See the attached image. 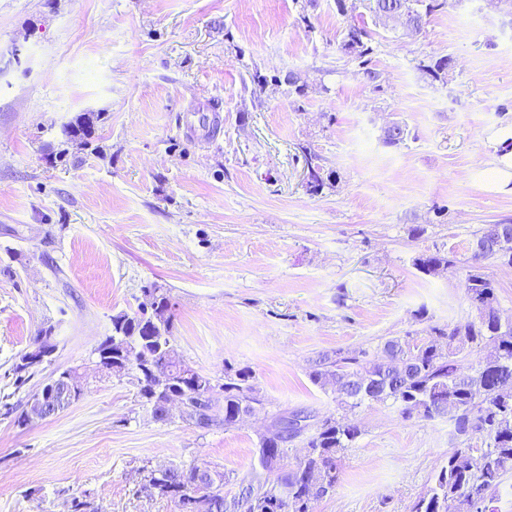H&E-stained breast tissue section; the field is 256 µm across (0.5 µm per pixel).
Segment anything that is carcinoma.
<instances>
[{
  "label": "carcinoma",
  "mask_w": 512,
  "mask_h": 512,
  "mask_svg": "<svg viewBox=\"0 0 512 512\" xmlns=\"http://www.w3.org/2000/svg\"><path fill=\"white\" fill-rule=\"evenodd\" d=\"M454 0H368L367 8L381 23L396 17L404 22L426 23V17L453 6ZM369 31L351 24L341 46L359 72L377 82L378 72L371 67L368 45ZM283 81L298 96L308 93V85L290 71L284 78L267 76L256 70L250 75L254 90H263L270 82ZM104 120L101 112H83L70 120L71 131L62 143L89 147ZM306 164V189L316 196L332 185L334 172L324 168L320 157L302 148ZM512 237V224H484L474 233V243L481 251H471L460 259L455 255L435 252L414 259L416 269L431 276L442 269L461 266L465 272L464 290L470 305L476 309L475 320L459 322L448 328L431 327L419 339L386 341L383 350L390 356L409 361L407 371L396 372L391 361L374 365L364 350L323 354L309 373L317 386L327 385L334 377L342 386L340 405L352 411L377 397L392 401L401 414L424 419L448 417L459 439L458 446L448 451L434 475V485L413 505L411 512H444L443 506L455 498L469 504L465 512H493L489 504L493 494L508 474H512V320L504 322L498 307L497 283L488 266L512 257L500 253L502 234ZM150 297L151 311L130 316L120 312L112 316V334L100 343L98 351H112V364L102 363L101 373L107 377L128 376L137 389L142 405L159 408L164 394L155 390L151 368L169 371L168 389L183 397L186 420L200 429H208L218 420L228 428L240 421L242 407L264 406V398L252 382L247 368L224 371V383L213 384L207 375L189 366L173 344L174 313L168 290L156 284L142 289ZM474 351L483 353L469 372L460 362ZM37 371L16 361L10 367L15 389H22ZM219 388L224 407L208 398ZM269 436L260 437L256 448L258 467L241 478L239 495L228 501L224 497V473L211 471L206 487L197 486V466L177 464L162 477L145 471L143 481L148 490L182 506L189 494L199 495L197 512H307V501L316 487H332L337 481V461L359 437L360 430L347 418L330 415L317 417L308 410L278 411L271 414ZM288 433V441H306V454L291 467L272 469L268 457H287V444L278 443L279 432ZM485 435L486 447L475 454L469 444L471 435Z\"/></svg>",
  "instance_id": "cac0c4a2"
}]
</instances>
